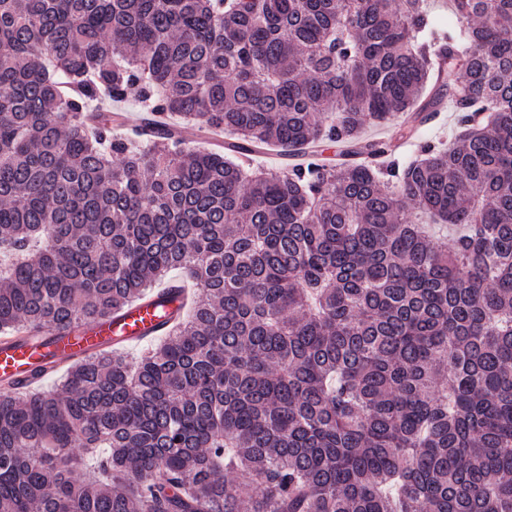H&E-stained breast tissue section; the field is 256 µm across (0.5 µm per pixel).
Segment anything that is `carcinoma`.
I'll list each match as a JSON object with an SVG mask.
<instances>
[{
    "mask_svg": "<svg viewBox=\"0 0 512 512\" xmlns=\"http://www.w3.org/2000/svg\"><path fill=\"white\" fill-rule=\"evenodd\" d=\"M451 6L429 56L428 0H0V334L193 287L138 361L0 391V512H512V0ZM440 57L453 142L319 161ZM129 97L314 152L249 173L86 122Z\"/></svg>",
    "mask_w": 512,
    "mask_h": 512,
    "instance_id": "obj_1",
    "label": "carcinoma"
}]
</instances>
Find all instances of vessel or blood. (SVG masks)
<instances>
[{
    "label": "vessel or blood",
    "instance_id": "1",
    "mask_svg": "<svg viewBox=\"0 0 512 512\" xmlns=\"http://www.w3.org/2000/svg\"><path fill=\"white\" fill-rule=\"evenodd\" d=\"M166 328L165 318L155 308L140 304L114 322L58 338L45 349L32 350L17 341L0 337V389L22 391L36 383L49 369L112 346L115 338L137 342Z\"/></svg>",
    "mask_w": 512,
    "mask_h": 512
}]
</instances>
